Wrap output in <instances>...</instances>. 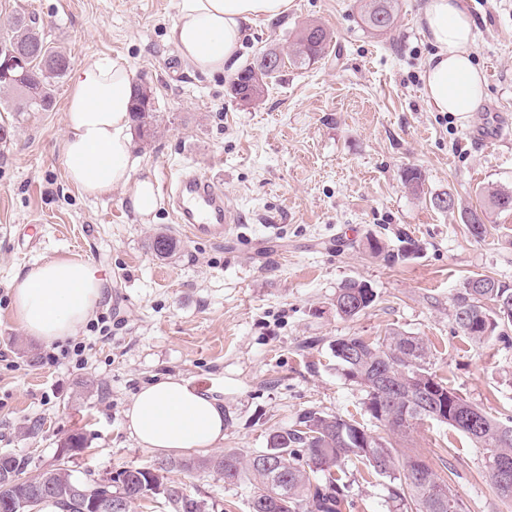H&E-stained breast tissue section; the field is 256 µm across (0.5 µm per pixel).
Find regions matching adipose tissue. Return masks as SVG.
Listing matches in <instances>:
<instances>
[{"label": "adipose tissue", "mask_w": 512, "mask_h": 512, "mask_svg": "<svg viewBox=\"0 0 512 512\" xmlns=\"http://www.w3.org/2000/svg\"><path fill=\"white\" fill-rule=\"evenodd\" d=\"M291 5L292 0H177V19L167 37L189 68L220 75L235 63L248 25L279 20ZM421 22L434 48L423 72L429 108L460 115L477 111L486 81L470 50V14L461 0H426ZM133 93V70L125 56L96 58L75 69L61 153L67 179L81 194L99 197L122 190L132 211L146 217L160 198L149 179L135 175ZM103 288L89 263L58 258L36 264L13 282L14 316L26 335L60 341L91 317ZM125 417L137 443L155 452H205L224 440L223 403L175 376L143 385Z\"/></svg>", "instance_id": "ef3b65f1"}]
</instances>
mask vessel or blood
<instances>
[{
	"label": "vessel or blood",
	"instance_id": "vessel-or-blood-1",
	"mask_svg": "<svg viewBox=\"0 0 512 512\" xmlns=\"http://www.w3.org/2000/svg\"><path fill=\"white\" fill-rule=\"evenodd\" d=\"M177 224L190 239L223 241L238 224V214L224 199L222 184L205 171H181L166 189Z\"/></svg>",
	"mask_w": 512,
	"mask_h": 512
}]
</instances>
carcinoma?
Masks as SVG:
<instances>
[{
    "label": "carcinoma",
    "mask_w": 512,
    "mask_h": 512,
    "mask_svg": "<svg viewBox=\"0 0 512 512\" xmlns=\"http://www.w3.org/2000/svg\"><path fill=\"white\" fill-rule=\"evenodd\" d=\"M364 20L374 32L384 34L394 27L396 0H365ZM331 42L330 32L320 24L308 23L296 33L288 60L306 65L321 58ZM2 44H16L43 52L53 64L33 57L25 80L24 92L13 83L0 80V87L17 95L19 112L49 111L54 104V80L63 77L69 61L49 46L39 21L34 15L18 14L12 21L11 35ZM265 64L247 66L231 79V88L255 100L261 98L267 80L280 71L263 70ZM132 119L140 134L151 130L155 108L148 111L132 106ZM512 200V190L491 189L481 204L463 206L449 193L433 198L438 209L460 210L469 235L481 241L489 233L488 213L491 210L512 212L502 200ZM176 242L165 233L156 234L150 249L161 258L172 256ZM367 248L372 257L387 266H395L419 251L415 241L393 249L379 239L370 238ZM485 287L463 288L454 303L453 320L463 335L474 340L496 338L504 343L512 337L499 328L512 325V306L492 308L490 303L512 299V288L498 280L481 275ZM376 294L367 283L348 280L336 291V314L353 319L368 309ZM341 367L342 376L365 392L364 412L393 433H403L430 421L444 424L463 434L475 447L483 450L484 466L504 501L512 503V483L504 485L493 475V464L504 459L512 463V437H504L503 429H512V418L501 421L464 401L431 371L427 358L429 348L423 339L391 328L373 340L352 334L336 339L332 348ZM360 463L368 473L393 481L390 498L401 512H448L434 491L445 502L453 503V512H465V504L448 483L420 456H407L390 442L368 431L352 417L328 415L306 410L292 428H277L268 433L265 450L245 455L229 450L216 457L198 460H167L154 469L150 478H125L115 485L114 495L124 496L126 512L136 503L159 498L168 504L169 512H209V506L170 481L168 473L175 469H207L235 485L246 481L251 494L250 512H343L349 507L343 482L349 465ZM29 463L7 455L0 458V503L9 498L16 501L35 499V508L49 500L60 504L64 512H83L71 484L77 481L72 470L54 468L34 473Z\"/></svg>",
    "instance_id": "1"
}]
</instances>
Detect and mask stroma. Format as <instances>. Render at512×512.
Listing matches in <instances>:
<instances>
[{"instance_id":"1","label":"stroma","mask_w":512,"mask_h":512,"mask_svg":"<svg viewBox=\"0 0 512 512\" xmlns=\"http://www.w3.org/2000/svg\"><path fill=\"white\" fill-rule=\"evenodd\" d=\"M475 21L472 54L487 96L471 119L431 111L422 72L433 48L419 23L425 0H398L393 30L376 35L359 0H293L287 18L249 26L240 66L287 53L301 26L333 32L317 62L286 63L259 103L242 104L229 76L192 72L166 39L176 0H0V38L19 13L36 15L71 68L124 55L153 92L156 122L134 136L137 175L155 185L197 166L224 184L241 222L223 242L183 236L167 205L139 221L122 191L91 198L67 180L61 144L69 78L58 79L47 112L15 111L0 91V455L30 467L57 465L69 437L86 450L68 466L98 480L161 454L137 445L126 426L132 395L177 375L224 402L232 422L223 450L265 449L273 428L307 410L355 416L364 394L337 368L336 339H369L397 328L428 345L432 371L472 405L512 417V346L475 341L452 318L465 281L489 275L512 285V213L492 215L475 241L459 211L432 204L447 192L478 204L480 191L512 189V0H463ZM503 127L502 137L476 138ZM419 169L420 191L404 183ZM177 242L162 259L149 243ZM418 241L416 258L388 267L366 244ZM73 258L95 266L105 298L93 318L62 341L25 336L11 288L33 264ZM368 282L375 304L337 315L336 291ZM81 354H74L75 346ZM447 480L466 512H512L491 489L481 449L447 426L427 423L398 438ZM170 479L210 512H248L250 488L210 471ZM346 512H396L390 481L348 468Z\"/></svg>"}]
</instances>
